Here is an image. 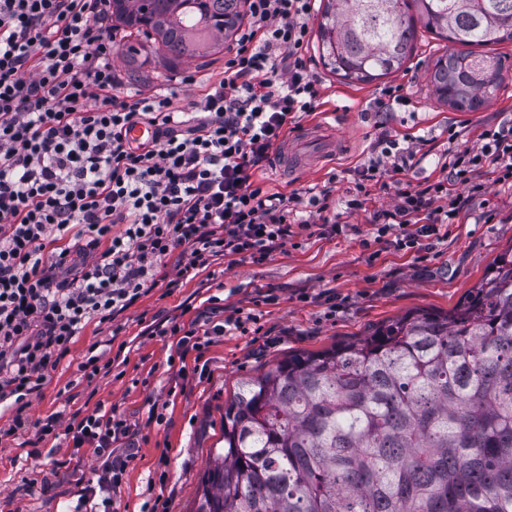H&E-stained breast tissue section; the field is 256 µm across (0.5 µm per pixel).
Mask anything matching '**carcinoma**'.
I'll return each instance as SVG.
<instances>
[{
  "instance_id": "obj_1",
  "label": "carcinoma",
  "mask_w": 512,
  "mask_h": 512,
  "mask_svg": "<svg viewBox=\"0 0 512 512\" xmlns=\"http://www.w3.org/2000/svg\"><path fill=\"white\" fill-rule=\"evenodd\" d=\"M324 0L319 53L350 82L400 69L416 23L461 45L512 40V0ZM170 59L206 58L241 0H110ZM506 59L448 50L430 82L476 110ZM193 512H512V254L452 314H409L293 353L224 403V448Z\"/></svg>"
}]
</instances>
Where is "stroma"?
<instances>
[{
	"label": "stroma",
	"instance_id": "stroma-1",
	"mask_svg": "<svg viewBox=\"0 0 512 512\" xmlns=\"http://www.w3.org/2000/svg\"><path fill=\"white\" fill-rule=\"evenodd\" d=\"M318 23L311 17L304 55L319 80L320 105L301 123L320 128L321 138L303 141L290 131L288 140L304 154L305 166L295 172L277 159L255 174V182L303 199L324 190L340 199L385 131L418 142L401 180L419 189L447 176L449 151L479 147L484 131L512 124V70L478 110L457 111L437 99L429 79L446 41L418 29L406 69L350 83L323 67ZM114 35L112 68L120 97L165 91L187 107L224 76L223 53L172 60L149 44L129 63L119 50L124 31ZM390 87L401 88L409 104L381 125L374 109ZM496 177L487 166L478 178L482 191L454 186V193L468 197L467 210L446 237L422 240L416 251L374 240L373 214L396 202L387 174L383 185L371 187L362 211H326L327 219L345 225L341 235L324 238L300 229L263 262L223 257L185 278L178 275V255L165 259L157 286L112 320L88 323L29 396L26 416L35 422L59 415L58 436L41 441L30 429L0 440V512H63L77 505L84 488L97 481L102 461L90 448H73L65 429L74 412L100 407L122 414L136 445L121 485L104 494L105 512H192L202 476L224 446V403L242 381L261 376L290 353L361 339L410 313L453 312L497 259L512 251V185ZM240 312L259 315L260 330L213 337L197 361H180L176 337L163 333L174 324L191 328L205 314L222 320ZM92 353L102 368L90 379L81 365Z\"/></svg>",
	"mask_w": 512,
	"mask_h": 512
}]
</instances>
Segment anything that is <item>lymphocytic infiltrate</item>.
<instances>
[{"label":"lymphocytic infiltrate","instance_id":"lymphocytic-infiltrate-1","mask_svg":"<svg viewBox=\"0 0 512 512\" xmlns=\"http://www.w3.org/2000/svg\"><path fill=\"white\" fill-rule=\"evenodd\" d=\"M109 0H0V400L38 391L80 331L106 322L156 284L172 253L183 272L237 255L259 263L292 235L299 197L252 176L290 125L314 112L319 90L302 50L313 0H247L224 76L190 108L170 96L126 101L114 94ZM139 125L150 140L133 142ZM479 149L449 155L448 177L398 189L375 217L378 238L398 248L436 237L465 207L452 185H468L484 165L512 182V126L488 130ZM380 156L357 173L344 201L362 208L382 169L399 174L416 150L388 134ZM249 314L179 332L177 353L203 352L226 326L247 331ZM74 448L104 461L100 486L118 487L130 427L115 410H95L68 426Z\"/></svg>","mask_w":512,"mask_h":512}]
</instances>
